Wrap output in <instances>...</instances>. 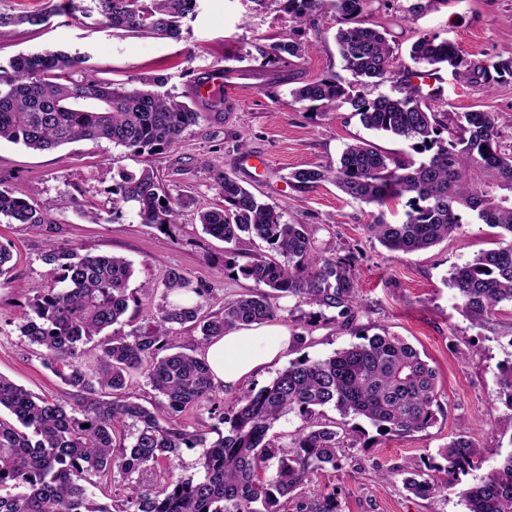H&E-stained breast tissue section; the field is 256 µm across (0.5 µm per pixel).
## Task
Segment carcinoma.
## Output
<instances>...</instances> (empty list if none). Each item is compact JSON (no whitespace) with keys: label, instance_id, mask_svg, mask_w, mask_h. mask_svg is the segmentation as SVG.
Here are the masks:
<instances>
[{"label":"carcinoma","instance_id":"cac0c4a2","mask_svg":"<svg viewBox=\"0 0 512 512\" xmlns=\"http://www.w3.org/2000/svg\"><path fill=\"white\" fill-rule=\"evenodd\" d=\"M90 5L85 6L83 2ZM198 0H66L70 12L97 16L117 34L181 38L183 20L196 15ZM325 0H288L297 23L313 24ZM372 0H330L342 26L336 44L355 83L321 78L291 91L297 101L330 110L351 106L369 129L412 143L419 160L400 161L373 145H346L335 167L298 169L294 183L314 188L332 182L355 201L384 206L408 197L399 224L380 218L367 232L393 253L429 249L462 231L463 216L498 229V247L477 254L450 277L463 314L481 324L512 304V146L500 140L497 117L473 109L448 118L433 105L441 92L423 94L406 80L396 96L368 98L355 90L383 83L396 61L387 33L364 22ZM16 15L0 11V29L40 26L57 13ZM311 46L291 38L269 44L265 59L305 58ZM410 59L435 74L491 85L512 78V58L488 68L465 59L451 41L425 33ZM147 88L89 76L82 60L62 51L20 53L0 65V141L36 151L76 141H107L143 158L136 172L114 181L112 215L132 205L143 224L178 223L192 198L174 194L150 157L179 144L191 126L220 112L224 95L180 101L162 86L165 78L142 80ZM221 203L198 212L208 235L226 243L257 238L272 254H253L242 275L265 289L238 295L214 316L200 299L201 282L173 270L164 280L162 303L148 325L127 334L101 336L124 321L134 300L133 263L114 254H82L75 246L49 244L44 260L53 278L31 303L21 332L40 349L47 367L74 389L73 401L40 397L0 374V512H336V492L308 498L303 485L318 470L339 469L355 430L318 420L331 405L344 418H362L377 433L407 434L435 421L437 372L404 338L386 330L361 335V342L324 359L300 358L254 394L235 399L219 418L224 429L208 439L180 421L186 411L216 406L211 370L197 351L181 350L180 331L199 330L197 347L248 324L281 317L278 300L297 297L320 311L334 310L342 324L356 320L362 306L356 257L326 254L306 224H292L224 169L209 165ZM10 224H52L48 210L27 192L0 179V218ZM13 254L0 245V279L14 281ZM95 357L93 367L81 364ZM147 378L155 392L148 408L132 378ZM500 395L512 409V362L498 366ZM294 413L305 425L287 445L268 437L274 424ZM198 453V471L176 474L181 449ZM439 463L398 469L404 487L417 497L449 492L466 512H512V453L479 482L462 477L482 466L477 446L460 434L439 449ZM92 475L121 478L112 505L101 504L82 481Z\"/></svg>","mask_w":512,"mask_h":512}]
</instances>
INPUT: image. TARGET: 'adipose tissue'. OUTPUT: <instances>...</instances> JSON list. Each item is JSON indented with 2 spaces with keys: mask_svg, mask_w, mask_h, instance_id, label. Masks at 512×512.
I'll return each instance as SVG.
<instances>
[{
  "mask_svg": "<svg viewBox=\"0 0 512 512\" xmlns=\"http://www.w3.org/2000/svg\"><path fill=\"white\" fill-rule=\"evenodd\" d=\"M292 345L293 336L287 327L253 324L212 339L204 353L214 380L232 390L281 360Z\"/></svg>",
  "mask_w": 512,
  "mask_h": 512,
  "instance_id": "adipose-tissue-1",
  "label": "adipose tissue"
}]
</instances>
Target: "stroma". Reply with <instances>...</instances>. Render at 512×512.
Returning <instances> with one entry per match:
<instances>
[{
	"label": "stroma",
	"instance_id": "35a3bbf8",
	"mask_svg": "<svg viewBox=\"0 0 512 512\" xmlns=\"http://www.w3.org/2000/svg\"><path fill=\"white\" fill-rule=\"evenodd\" d=\"M409 4H372V23L386 30L403 65H410V46L425 32L451 40L475 63L512 58V0H448L418 18L408 14ZM338 27L327 9L317 25H297L285 0H266L262 6L255 0H199L196 18L178 41L119 35L94 19L64 12L40 27L0 35V65L20 53L55 48L84 56L88 73L102 81L163 76L165 91L185 102L193 97L196 78L206 72L223 70L238 87L237 96L225 100L223 112L190 127L176 147L153 158L167 185L194 200L167 231L141 223L128 208L113 217V176L140 167L124 148L80 141L39 153L0 142V178L34 193L54 218L53 225L33 227L0 221V243L9 246L16 260L15 283L0 285V374L33 394L61 402L70 399L69 387L20 332L32 313L30 301L52 278L50 265L42 259L48 242L127 258L134 268L129 284L133 290L147 281L158 286L169 270H178L209 288L205 309L210 313L254 289V282L235 274L234 267L262 250L263 242L226 243L205 234L197 221V210L219 201L207 170L212 163L275 206L285 220L309 225L322 247L354 253L363 299L351 327L322 320L306 303L283 299L282 325L304 334L306 343L292 347L279 363L237 389L216 384L217 399L226 404L259 391L297 359L329 357L356 343V330L373 334L387 329L413 344L436 369L435 422L423 431L382 436L357 421L359 433L341 469L318 471L302 492L310 498L337 492V512H465L456 496L420 499L404 489L401 476L382 481L377 472L436 458L438 448L462 432L475 441L484 459L481 470L464 476V483H476L482 471L512 453V430L496 425L512 414L496 382L498 365L512 361V307H503L490 323L473 325L450 286L455 267L494 248L496 239L491 228L472 219L460 235L428 250L393 253L371 239L364 226L379 215L388 223L400 222L405 200L378 208L348 198L329 182L310 189L292 183V171L335 165L345 144L357 139L392 157L414 155L408 142L365 128L349 105L325 112L312 103L294 101L292 89L313 80L351 82L336 46ZM286 36L311 44V52L300 60L289 57L267 65L262 50ZM437 85L445 112L480 108L495 113L503 140L512 142V81L490 89L456 82L444 68ZM86 201L98 209L100 223H87L81 216Z\"/></svg>",
	"mask_w": 512,
	"mask_h": 512
}]
</instances>
